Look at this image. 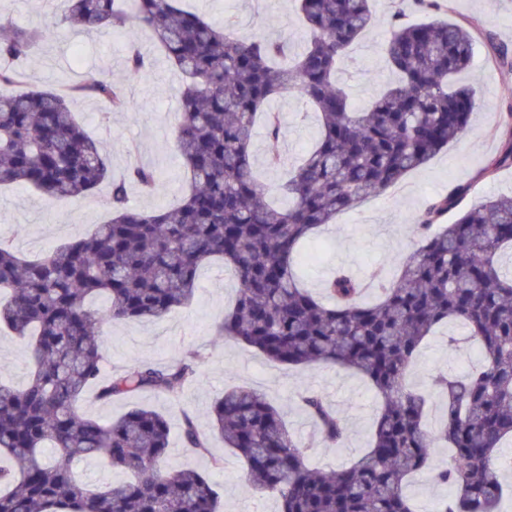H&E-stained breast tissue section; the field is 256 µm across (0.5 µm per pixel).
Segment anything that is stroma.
<instances>
[{
  "instance_id": "obj_1",
  "label": "stroma",
  "mask_w": 512,
  "mask_h": 512,
  "mask_svg": "<svg viewBox=\"0 0 512 512\" xmlns=\"http://www.w3.org/2000/svg\"><path fill=\"white\" fill-rule=\"evenodd\" d=\"M447 3L449 21H479L491 30L498 44L512 48V0ZM186 6L210 20H232L239 35L276 36L290 57L301 52L307 42L294 0H187ZM385 36L382 27L366 33L352 47L351 60L339 75L350 90L355 108L368 104L379 85L390 78L378 53ZM134 43L150 62L142 75L126 69V57ZM485 54V47L477 46L470 66L456 76L459 84L479 90L485 107L473 112L467 129L422 169L337 214L332 225L319 228L316 239L305 247L301 257L304 282L310 291L320 293L322 281L339 267L366 280L376 268L393 266L397 255L415 243L416 216L433 197L447 193L450 187L469 188L460 210L482 205L493 195L512 193V168L499 170L485 180L478 177L503 145V118L512 104V77H505L487 63ZM25 70L24 87L28 90L74 85L89 71L120 80L136 102V111L112 112L98 99L76 95L70 99L72 112L87 135L104 145L113 178H123L129 164L136 160L151 164L158 172L160 182L154 193L130 186L132 207L153 211L173 206L184 197L189 174L174 149V127L180 110L176 90L182 79L149 34L132 28L108 35L64 24L57 37L36 49L26 61ZM272 107L283 116L282 164H266L265 136L260 128L255 131L253 154L262 181L275 193L285 179L287 166L310 145L317 127L299 98L283 95L273 101ZM109 191L104 183L84 197L57 200L21 185L2 190L0 243L31 259L85 236L110 220ZM460 210L448 212L444 223L456 221ZM235 294V283L223 265L210 263L200 270L197 289L188 304L156 322L120 323L106 328L101 338L106 373L137 361L166 365L193 352L198 356L197 375L174 398L142 393L102 399L92 387L83 394L79 410L85 416L109 422L135 406L152 407L167 418L171 427L170 445L163 459L165 468L191 467L209 474L220 491L219 512H279L275 496L253 495L246 490V468L234 452L225 449L220 436H213L208 457L183 447L182 414L207 425L211 407L225 389L250 386L280 410L288 428L304 443L311 463L328 469L355 460L367 449L378 402L370 384L350 371L328 365L280 366L251 347L219 336L216 327ZM461 333L459 326L446 324L425 340L410 375L416 389L430 392L435 375H461L477 361V350L449 346V336ZM30 371L27 340L0 327V382L23 385ZM308 390L319 392L345 418L348 434L342 447H326L315 423L299 406L298 395ZM216 457L221 458V467L213 466ZM447 463V449H433L428 469L409 482L408 494L420 512H433L438 500L446 496V488L434 483L433 474Z\"/></svg>"
}]
</instances>
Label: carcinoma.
Wrapping results in <instances>:
<instances>
[{"mask_svg": "<svg viewBox=\"0 0 512 512\" xmlns=\"http://www.w3.org/2000/svg\"><path fill=\"white\" fill-rule=\"evenodd\" d=\"M182 0H61L60 21L89 30L138 27L151 33L183 76L175 147L190 175L180 204L145 211L128 202L129 183L152 192L156 171L137 162L112 178L100 145L79 127L74 94L103 101L112 112L134 103L98 72L59 90L13 87L16 63L56 34L55 23L24 29L0 22V187L24 185L47 198H78L110 185L112 218L44 257L29 260L0 244V324L29 339L32 372L21 387L0 384V512H218L215 485L195 469L168 471L167 419L137 406L103 424L78 402L99 386L104 398L152 392L178 396L195 379L191 353L166 365L138 363L110 378L100 336L113 323L161 319L185 305L199 269L213 260L238 285L219 335L286 366L334 364L367 378L379 399L369 448L350 465H309L301 441L264 394L238 386L211 410L212 427L246 466V489L274 494L281 512H417L405 492L430 449L451 453L434 480L450 494L436 512H500V454L512 440V195L441 218L469 191L455 186L418 215L416 246L391 271L371 276L377 296L344 270L316 297L297 273L303 240L336 215L397 184L466 129L485 101L453 78L471 63L475 23L440 16L437 0H415L421 22L394 13L380 47L393 80L365 109L351 105L338 80L350 46L380 19L371 0H297L310 32L303 51L282 59L280 42L239 37L181 7ZM491 61L512 71V51L483 33ZM283 93L306 101L318 122L312 148L287 174L286 202L275 205L259 181L251 152L257 117L266 116L269 164L280 160L282 121L270 110ZM512 167V140L480 176ZM461 326L481 349L467 375L442 374L432 388L445 399L437 426L427 399L408 381L423 341L441 324ZM321 441L341 447L343 418L317 392L300 396ZM184 447L209 453L206 434L184 414ZM54 448L57 455L45 456ZM104 457L126 474L98 488L84 485L71 462Z\"/></svg>", "mask_w": 512, "mask_h": 512, "instance_id": "obj_1", "label": "carcinoma"}]
</instances>
